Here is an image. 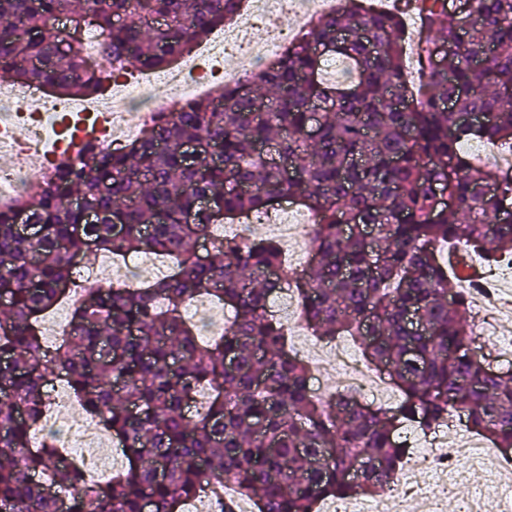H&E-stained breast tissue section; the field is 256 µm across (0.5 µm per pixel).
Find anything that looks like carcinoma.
<instances>
[{
  "label": "carcinoma",
  "mask_w": 512,
  "mask_h": 512,
  "mask_svg": "<svg viewBox=\"0 0 512 512\" xmlns=\"http://www.w3.org/2000/svg\"><path fill=\"white\" fill-rule=\"evenodd\" d=\"M240 2L40 0L33 10L0 0V67L53 95H95L108 78L191 53ZM407 3L423 32L420 83L407 78L401 14L340 0L217 98L158 117L121 152L84 141L0 210V291L10 294L0 319V512H143L147 498L151 512H182L228 482L257 512H315L323 498L388 491L409 454L401 424L427 433L453 409L465 428L512 450V370H493L476 343L443 256L456 244L489 266L512 255V226L490 233L512 217V178L464 149L472 140L512 149V0ZM24 29L45 36L23 39ZM331 57L350 76L324 80ZM468 114L490 119L462 121ZM188 143L198 146L192 158ZM438 191L450 208L436 206ZM72 196L99 223H82ZM284 202L313 218L315 261L300 272L274 239L215 233ZM19 210L35 236L18 233ZM100 253H153L171 267L136 288L79 283L81 264ZM76 288L69 331L44 345L42 319ZM285 288L315 335L359 344L400 390L399 405L310 394L309 366L267 307ZM200 295L232 311L211 344L186 316ZM408 313L426 333L409 330ZM463 346L470 353L454 355ZM57 381L119 439L123 472L89 486L55 437L31 445ZM360 459L369 467L356 482Z\"/></svg>",
  "instance_id": "1"
}]
</instances>
